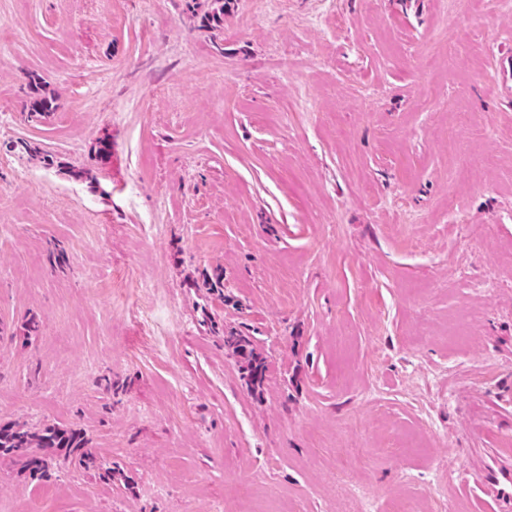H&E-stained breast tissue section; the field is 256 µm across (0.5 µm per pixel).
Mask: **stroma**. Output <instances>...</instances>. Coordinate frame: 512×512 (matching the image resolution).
Masks as SVG:
<instances>
[{"label":"stroma","instance_id":"stroma-1","mask_svg":"<svg viewBox=\"0 0 512 512\" xmlns=\"http://www.w3.org/2000/svg\"><path fill=\"white\" fill-rule=\"evenodd\" d=\"M210 8L0 0V424L112 468L0 460V512H498L512 8ZM224 346L247 360L248 376L251 383L260 386L265 375V364L262 359L253 355L249 350V342L245 336L230 333L224 336ZM0 457L22 461L35 479H50L53 467L76 464L97 467L104 471L103 477H112V468L100 460L90 439L74 429L47 426L32 431L21 426H0Z\"/></svg>","mask_w":512,"mask_h":512}]
</instances>
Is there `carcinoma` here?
Listing matches in <instances>:
<instances>
[{
  "label": "carcinoma",
  "instance_id": "obj_1",
  "mask_svg": "<svg viewBox=\"0 0 512 512\" xmlns=\"http://www.w3.org/2000/svg\"><path fill=\"white\" fill-rule=\"evenodd\" d=\"M204 23L218 27L224 23V0H211V10L204 14ZM224 346L247 360L251 383L260 385L265 375L262 359L249 350L244 336L230 333L224 336ZM0 457H9L23 462L24 469L35 479H49L52 468L67 465L93 466L102 470V476H112V468L100 460L90 439L82 432L47 426L30 430L21 426H0Z\"/></svg>",
  "mask_w": 512,
  "mask_h": 512
}]
</instances>
